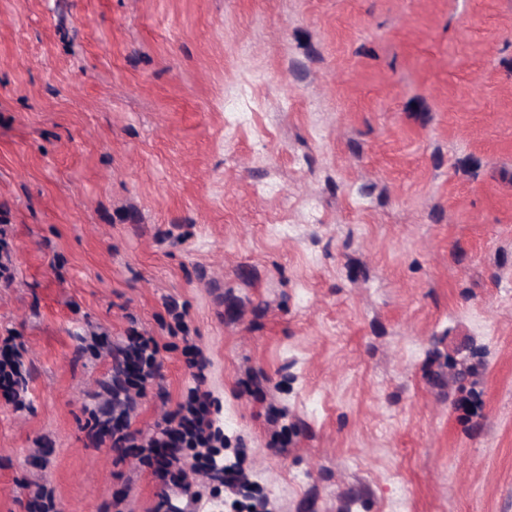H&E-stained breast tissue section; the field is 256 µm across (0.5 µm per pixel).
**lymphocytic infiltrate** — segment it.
Masks as SVG:
<instances>
[{
    "label": "lymphocytic infiltrate",
    "instance_id": "obj_1",
    "mask_svg": "<svg viewBox=\"0 0 512 512\" xmlns=\"http://www.w3.org/2000/svg\"><path fill=\"white\" fill-rule=\"evenodd\" d=\"M114 375L98 393V404L90 410L86 422L94 439L111 438L117 448L137 450L152 467L154 475L165 484L195 498L190 473L205 469L213 448L223 446L224 437L215 428L208 392L191 391L188 399L158 426L148 438H141L131 427V416L158 375L160 344L149 333L126 337L111 346ZM22 352L14 337L0 339V400L22 406L26 377Z\"/></svg>",
    "mask_w": 512,
    "mask_h": 512
}]
</instances>
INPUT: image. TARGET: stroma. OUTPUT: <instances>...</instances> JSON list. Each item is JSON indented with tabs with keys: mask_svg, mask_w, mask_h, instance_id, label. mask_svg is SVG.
Segmentation results:
<instances>
[{
	"mask_svg": "<svg viewBox=\"0 0 512 512\" xmlns=\"http://www.w3.org/2000/svg\"><path fill=\"white\" fill-rule=\"evenodd\" d=\"M0 239V512H512V0H0ZM94 331L247 487L90 441ZM20 347L14 336L0 339V400L15 407L24 404L22 392L26 382Z\"/></svg>",
	"mask_w": 512,
	"mask_h": 512,
	"instance_id": "35a3bbf8",
	"label": "stroma"
}]
</instances>
